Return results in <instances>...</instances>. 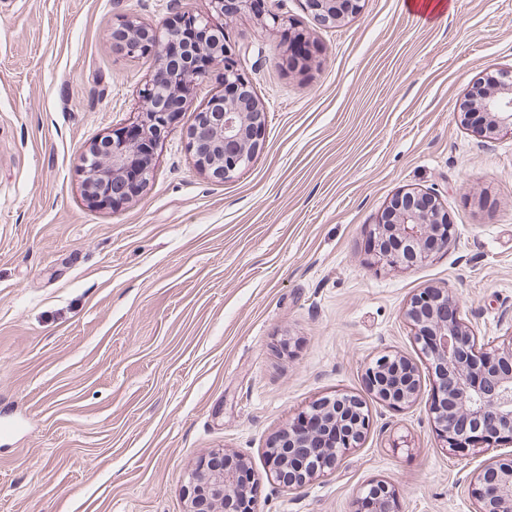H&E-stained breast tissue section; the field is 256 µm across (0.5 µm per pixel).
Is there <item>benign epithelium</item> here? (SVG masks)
<instances>
[{
  "mask_svg": "<svg viewBox=\"0 0 512 512\" xmlns=\"http://www.w3.org/2000/svg\"><path fill=\"white\" fill-rule=\"evenodd\" d=\"M211 14L184 12L157 25L121 18L112 26V44L128 57L152 53L156 72L141 89L144 102L136 121L112 130L93 148L98 169L82 188L87 199L102 208L117 209L131 191L149 184L152 152L177 118V109L190 97L196 81L215 64L223 66L224 93L199 113L188 137L196 167L227 179L248 167L263 147L266 111L251 79L238 67L236 53L220 37L223 28L212 15L227 16L248 0H210ZM362 0H306L321 25L335 26L362 10ZM505 84L480 94L468 93L462 103L461 124L468 112L481 114L474 126L489 139L512 138V68L498 71ZM454 225L437 198L415 190L396 193L369 231L373 255L391 268L407 270L448 248ZM411 335L432 361L436 378L430 413L443 442L453 451L512 447V338L491 349L461 313L459 299L436 288L413 297L404 311ZM369 391L393 409L417 398L416 370L402 356L381 355L365 368ZM315 415L307 428L295 422L267 451L271 476L296 490L335 470L342 457L359 446L371 428L369 413L355 396L324 397L298 415ZM468 491L477 512H512V452L497 455L474 471ZM186 512H256L251 475L243 459L213 452L190 470L183 486ZM354 512H398L397 494L385 481L364 486L353 502Z\"/></svg>",
  "mask_w": 512,
  "mask_h": 512,
  "instance_id": "benign-epithelium-1",
  "label": "benign epithelium"
}]
</instances>
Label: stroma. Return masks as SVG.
<instances>
[{
    "instance_id": "1",
    "label": "stroma",
    "mask_w": 512,
    "mask_h": 512,
    "mask_svg": "<svg viewBox=\"0 0 512 512\" xmlns=\"http://www.w3.org/2000/svg\"><path fill=\"white\" fill-rule=\"evenodd\" d=\"M365 0L338 27L305 0L223 18L265 103L264 146L228 179L187 148L221 93L198 82L155 151L146 190L90 205L81 157L136 119L154 57L112 47L122 17L156 24L209 0H0V512H185L189 469L242 455L257 512H352L383 480L399 512H476L470 472L489 452L444 449L431 366L403 311L450 289L481 345L512 337V139L463 127L470 86L512 66V0ZM321 52L291 72L270 15ZM435 195L448 249L407 272L377 264L369 227L398 191ZM383 354L420 391L395 410L367 389ZM348 394L372 427L335 471L291 491L266 450L315 399Z\"/></svg>"
}]
</instances>
